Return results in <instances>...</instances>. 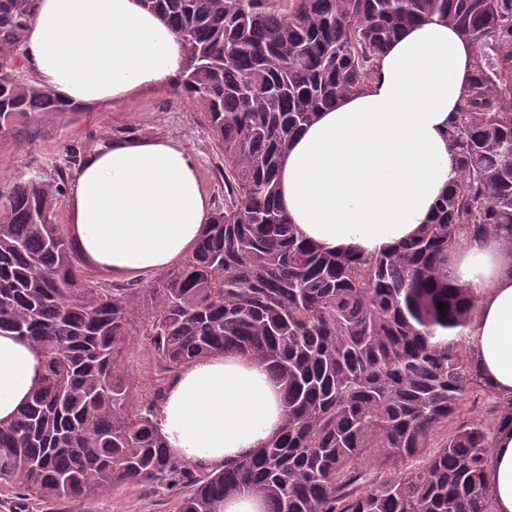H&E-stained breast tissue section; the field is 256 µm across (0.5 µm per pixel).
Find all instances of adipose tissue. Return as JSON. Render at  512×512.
Listing matches in <instances>:
<instances>
[{"mask_svg":"<svg viewBox=\"0 0 512 512\" xmlns=\"http://www.w3.org/2000/svg\"><path fill=\"white\" fill-rule=\"evenodd\" d=\"M26 44L37 82L70 103L108 106L161 91L184 65L179 38L140 0H38ZM470 56L439 19L409 26L364 90L295 136L279 202L306 241L370 257L427 223L457 177L446 130ZM66 210L82 260L117 279L181 263L211 218L191 152L170 138L116 140L89 154ZM448 274L478 296L470 331L480 368L498 394L512 396V252L493 237L460 239ZM42 365L40 349L0 331L1 423L28 401ZM283 413L268 366L229 352L182 368L155 423L174 457L209 469L264 446ZM488 483L494 512H512V431L494 438Z\"/></svg>","mask_w":512,"mask_h":512,"instance_id":"adipose-tissue-1","label":"adipose tissue"}]
</instances>
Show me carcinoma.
<instances>
[{
  "label": "carcinoma",
  "mask_w": 512,
  "mask_h": 512,
  "mask_svg": "<svg viewBox=\"0 0 512 512\" xmlns=\"http://www.w3.org/2000/svg\"><path fill=\"white\" fill-rule=\"evenodd\" d=\"M184 46L177 83L224 155V206L191 255L138 291L103 288L54 220L64 183L0 193V329L44 354L42 383L0 424V487L45 502L122 485L185 488L178 512L241 493L269 512H493L487 475L512 398L484 377L466 328L478 297L448 283L462 237L512 249V0H142ZM36 0H0V130L69 104L13 67ZM434 16L468 37L469 78L448 124L458 176L416 236L372 257L324 253L278 199L294 135L375 76L402 30ZM446 308L439 309L440 304ZM145 339L176 373L217 352L282 384L279 434L204 474L169 453L117 360ZM491 399L454 424L464 397Z\"/></svg>",
  "instance_id": "cac0c4a2"
}]
</instances>
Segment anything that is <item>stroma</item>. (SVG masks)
I'll list each match as a JSON object with an SVG mask.
<instances>
[{"instance_id": "35a3bbf8", "label": "stroma", "mask_w": 512, "mask_h": 512, "mask_svg": "<svg viewBox=\"0 0 512 512\" xmlns=\"http://www.w3.org/2000/svg\"><path fill=\"white\" fill-rule=\"evenodd\" d=\"M126 137H170L193 154L213 206L224 202V160L202 113L183 100L176 87L148 92L109 107L75 105L13 123L0 133V192L35 179L72 183L94 150ZM135 396L145 397L164 372L147 341H139L118 361ZM178 491L125 485L77 501L30 499L27 512H175Z\"/></svg>"}]
</instances>
